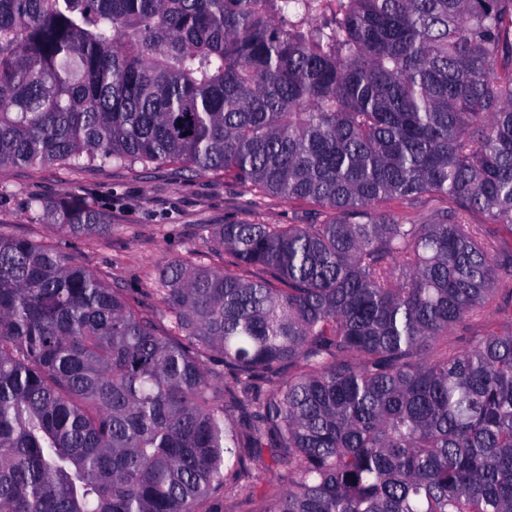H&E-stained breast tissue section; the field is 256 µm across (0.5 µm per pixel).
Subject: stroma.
<instances>
[{
	"instance_id": "obj_1",
	"label": "stroma",
	"mask_w": 512,
	"mask_h": 512,
	"mask_svg": "<svg viewBox=\"0 0 512 512\" xmlns=\"http://www.w3.org/2000/svg\"><path fill=\"white\" fill-rule=\"evenodd\" d=\"M70 189L98 199L112 230L59 240L49 225L28 223L30 197L51 201ZM308 205L280 197L254 198L223 173L197 175L177 164L147 169L106 166L81 171L63 166L0 170V232L61 244L81 253L85 265L146 303L167 261L194 252L209 255L202 224H293Z\"/></svg>"
}]
</instances>
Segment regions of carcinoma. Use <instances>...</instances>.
I'll use <instances>...</instances> for the list:
<instances>
[{
  "instance_id": "carcinoma-1",
  "label": "carcinoma",
  "mask_w": 512,
  "mask_h": 512,
  "mask_svg": "<svg viewBox=\"0 0 512 512\" xmlns=\"http://www.w3.org/2000/svg\"><path fill=\"white\" fill-rule=\"evenodd\" d=\"M162 163L314 219L148 307L0 233V512H512V0H0V169Z\"/></svg>"
}]
</instances>
